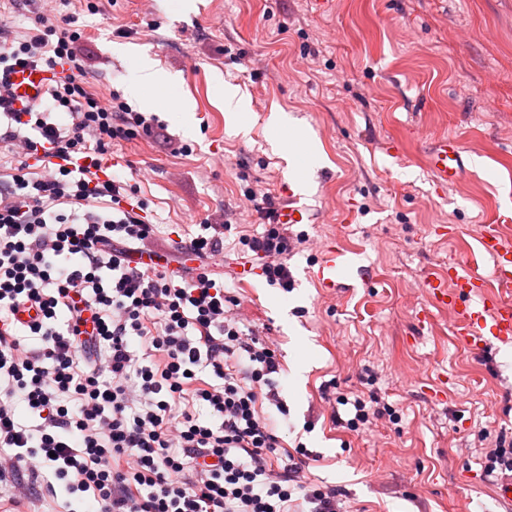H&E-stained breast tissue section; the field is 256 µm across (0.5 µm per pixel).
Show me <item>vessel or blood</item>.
I'll use <instances>...</instances> for the list:
<instances>
[{
    "label": "vessel or blood",
    "mask_w": 512,
    "mask_h": 512,
    "mask_svg": "<svg viewBox=\"0 0 512 512\" xmlns=\"http://www.w3.org/2000/svg\"><path fill=\"white\" fill-rule=\"evenodd\" d=\"M54 79L53 72L23 68L13 74L18 101L37 100ZM468 161L455 138L444 136L434 140L428 149V168L437 191L446 192L462 174ZM288 202L278 209L274 218L278 224H302L307 211L300 193L288 190ZM481 252L493 261L490 275L475 269L449 264L447 273L426 278L425 292L430 307L422 308L417 319L422 325L431 323V306L452 310L457 340L472 349L488 339L512 343V245L506 244L500 225H482L478 234ZM341 254L335 245H327L316 277L324 287L337 284L336 270Z\"/></svg>",
    "instance_id": "obj_1"
}]
</instances>
